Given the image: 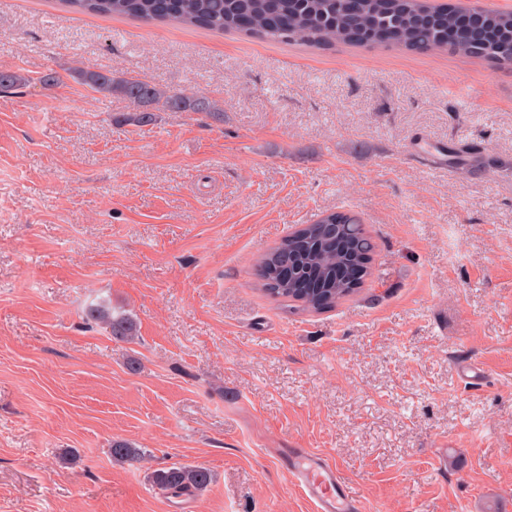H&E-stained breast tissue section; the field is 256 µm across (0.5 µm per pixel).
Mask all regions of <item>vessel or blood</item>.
Listing matches in <instances>:
<instances>
[{
  "label": "vessel or blood",
  "instance_id": "1",
  "mask_svg": "<svg viewBox=\"0 0 512 512\" xmlns=\"http://www.w3.org/2000/svg\"><path fill=\"white\" fill-rule=\"evenodd\" d=\"M287 467L316 512H358L354 499L345 491L342 475L329 458L297 448L289 454Z\"/></svg>",
  "mask_w": 512,
  "mask_h": 512
}]
</instances>
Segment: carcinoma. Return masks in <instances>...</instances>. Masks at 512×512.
<instances>
[{
    "label": "carcinoma",
    "mask_w": 512,
    "mask_h": 512,
    "mask_svg": "<svg viewBox=\"0 0 512 512\" xmlns=\"http://www.w3.org/2000/svg\"><path fill=\"white\" fill-rule=\"evenodd\" d=\"M79 12L124 16L143 22L176 23L250 38L297 42L315 49L339 44L392 47L437 53L451 49L464 58L512 65V12L486 10L475 14L459 0L435 5L428 0H62ZM69 75L104 96L118 95L134 107L127 120L142 125L159 112H201L223 116L203 95L161 87L114 71L76 67ZM375 244L360 218L351 212H323L264 252L257 260L259 290L288 303V308L321 312L336 307L359 287L336 279L346 264L371 272ZM87 320L101 323L118 339L135 335L136 326L124 312L91 303ZM112 458L137 463L147 455L127 441H114ZM153 486L172 497L198 496L213 480L199 465H173L150 472Z\"/></svg>",
    "instance_id": "1"
}]
</instances>
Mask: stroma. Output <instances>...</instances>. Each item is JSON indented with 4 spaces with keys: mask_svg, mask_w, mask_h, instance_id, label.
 <instances>
[{
    "mask_svg": "<svg viewBox=\"0 0 512 512\" xmlns=\"http://www.w3.org/2000/svg\"><path fill=\"white\" fill-rule=\"evenodd\" d=\"M76 66L224 118L122 122ZM1 71L29 82L0 91V512H314L295 448L360 512H512V66L0 0ZM421 141L480 151L435 168ZM327 210L360 217L372 273L287 309L256 260ZM102 300L133 340L85 320ZM173 464L213 481L166 499L148 473ZM112 458L121 463H137L142 461L147 455V450L135 448L127 441H113L110 448Z\"/></svg>",
    "mask_w": 512,
    "mask_h": 512,
    "instance_id": "obj_1",
    "label": "stroma"
}]
</instances>
